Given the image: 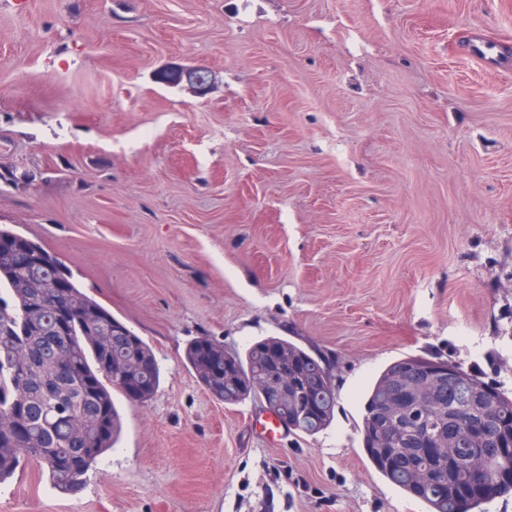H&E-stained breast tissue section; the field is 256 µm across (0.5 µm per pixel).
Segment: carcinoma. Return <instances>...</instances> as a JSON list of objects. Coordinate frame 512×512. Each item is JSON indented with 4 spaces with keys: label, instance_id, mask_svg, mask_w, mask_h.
Masks as SVG:
<instances>
[{
    "label": "carcinoma",
    "instance_id": "1",
    "mask_svg": "<svg viewBox=\"0 0 512 512\" xmlns=\"http://www.w3.org/2000/svg\"><path fill=\"white\" fill-rule=\"evenodd\" d=\"M185 359L224 404L256 398L289 430L313 436L332 421L333 367L288 340L268 337L244 353L209 337L190 342ZM438 362L405 356L369 385L362 443L370 463L427 512H484L512 494V397L456 367L420 398L401 381ZM152 347L80 288L43 246L0 227V485L25 461L54 489L79 490L114 445L122 421L112 392L138 403L160 386ZM480 426L482 432L470 436ZM463 442L453 466L424 448ZM405 448L403 455L398 449Z\"/></svg>",
    "mask_w": 512,
    "mask_h": 512
}]
</instances>
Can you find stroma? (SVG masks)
Instances as JSON below:
<instances>
[{"label": "stroma", "mask_w": 512, "mask_h": 512, "mask_svg": "<svg viewBox=\"0 0 512 512\" xmlns=\"http://www.w3.org/2000/svg\"><path fill=\"white\" fill-rule=\"evenodd\" d=\"M512 0L0 5V226L154 350L162 382L62 495L26 464L0 512H425L369 463L362 396L443 360L512 396ZM177 63L206 95L165 85ZM276 336L334 362L331 425L265 441L184 361ZM159 80L169 85L189 84L196 93L203 96L211 84V74L205 68H187L182 65H171L160 71Z\"/></svg>", "instance_id": "stroma-1"}]
</instances>
